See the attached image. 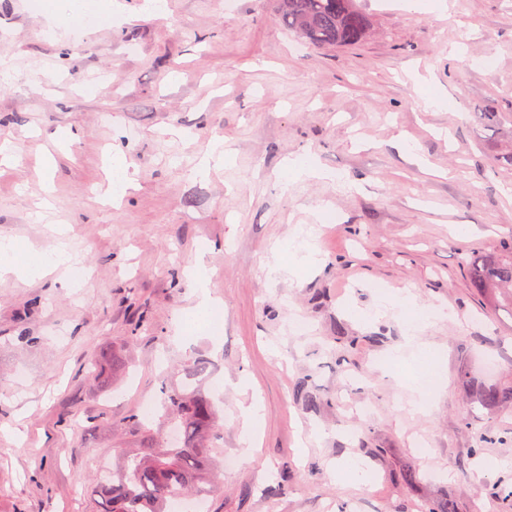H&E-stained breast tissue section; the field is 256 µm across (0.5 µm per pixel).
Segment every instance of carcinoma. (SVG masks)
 <instances>
[{
  "label": "carcinoma",
  "mask_w": 512,
  "mask_h": 512,
  "mask_svg": "<svg viewBox=\"0 0 512 512\" xmlns=\"http://www.w3.org/2000/svg\"><path fill=\"white\" fill-rule=\"evenodd\" d=\"M281 23L319 48L355 46L372 30V20L357 0H277ZM470 287L496 310L512 312V246L470 259ZM484 408H512V382L478 387ZM169 422L182 431L181 444L143 432V448L127 456L112 479L96 485L100 512H166L174 495L200 496L207 488L213 462L209 447L218 439V416L207 398L174 390L164 398ZM485 497L512 512V490L497 483L484 487Z\"/></svg>",
  "instance_id": "obj_1"
}]
</instances>
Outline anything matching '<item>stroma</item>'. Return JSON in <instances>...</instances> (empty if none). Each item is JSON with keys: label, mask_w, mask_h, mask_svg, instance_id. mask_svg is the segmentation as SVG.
<instances>
[{"label": "stroma", "mask_w": 512, "mask_h": 512, "mask_svg": "<svg viewBox=\"0 0 512 512\" xmlns=\"http://www.w3.org/2000/svg\"><path fill=\"white\" fill-rule=\"evenodd\" d=\"M98 2L64 22L0 0V140L17 157L0 165V238L65 240L90 278L0 279V512H97L91 488L142 444L129 415L187 385L220 415L205 512H421L448 492L494 512L479 491L512 487V409L478 408L459 372L512 380V317L484 310L468 267L512 241V0H363L375 36L331 51L288 33L273 0H165L160 16L117 0L114 23ZM218 137L228 157L204 167ZM116 154L133 187L114 206L99 194ZM300 155L338 180L282 186ZM309 234L321 266L271 274ZM199 263L217 332L187 315ZM389 293L422 312L417 342L412 311L350 316ZM423 352L441 364L425 399L410 385ZM484 433L500 442L473 455ZM349 456L374 483L336 470Z\"/></svg>", "instance_id": "1"}]
</instances>
